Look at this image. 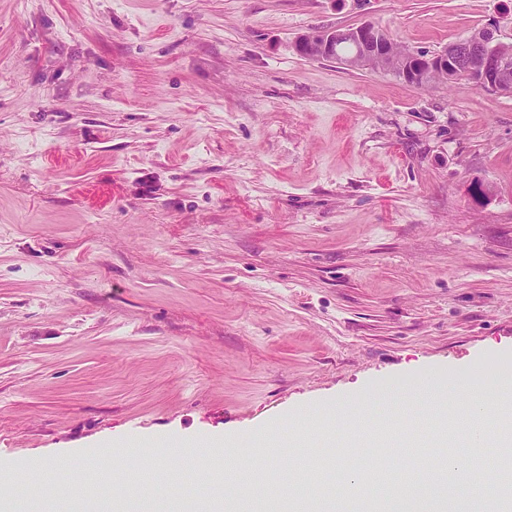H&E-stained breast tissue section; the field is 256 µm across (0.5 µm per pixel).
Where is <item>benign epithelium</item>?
I'll return each mask as SVG.
<instances>
[{
    "label": "benign epithelium",
    "instance_id": "benign-epithelium-1",
    "mask_svg": "<svg viewBox=\"0 0 512 512\" xmlns=\"http://www.w3.org/2000/svg\"><path fill=\"white\" fill-rule=\"evenodd\" d=\"M345 39L356 46V53L346 60V65L360 69L390 71L409 83H425L426 76L438 75L448 70L454 60H462L477 44L481 48V59L467 67L468 81L475 88L494 89L512 93L508 82V70L512 58L500 53L504 43L499 41L497 29H484V36L472 44L464 43L456 48H445L427 53L409 49H395V42L372 23H363L349 29H320L298 41L303 55L316 59H336V43Z\"/></svg>",
    "mask_w": 512,
    "mask_h": 512
}]
</instances>
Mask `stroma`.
Listing matches in <instances>:
<instances>
[{"label":"stroma","instance_id":"1","mask_svg":"<svg viewBox=\"0 0 512 512\" xmlns=\"http://www.w3.org/2000/svg\"><path fill=\"white\" fill-rule=\"evenodd\" d=\"M365 22L512 44V0H0V462L44 468L23 504L218 499L210 441L284 442L389 384L495 403L473 372L512 366V94L296 49ZM340 461L307 472L324 512ZM291 434L289 447H306L310 437L320 431V425L316 421L289 419L287 424Z\"/></svg>","mask_w":512,"mask_h":512}]
</instances>
